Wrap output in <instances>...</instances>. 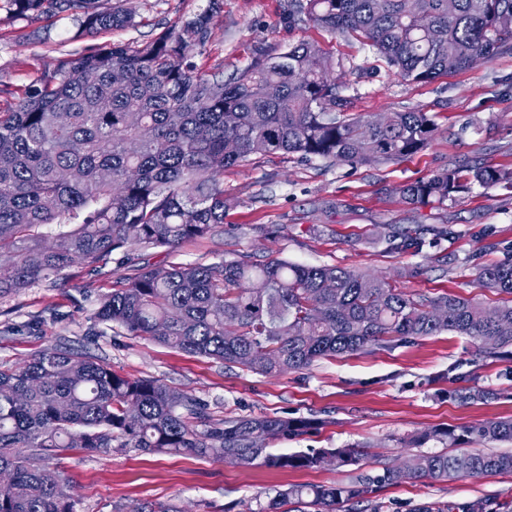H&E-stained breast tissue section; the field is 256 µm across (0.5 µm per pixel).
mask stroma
<instances>
[{
    "label": "stroma",
    "mask_w": 512,
    "mask_h": 512,
    "mask_svg": "<svg viewBox=\"0 0 512 512\" xmlns=\"http://www.w3.org/2000/svg\"><path fill=\"white\" fill-rule=\"evenodd\" d=\"M132 23L112 31L85 27L71 13L38 20L0 12V89L18 91L65 54L112 42L144 43L176 22L211 11L212 40L192 60L200 70L225 73L247 67L256 50L280 53L299 42L319 45L335 61L334 76L348 113L383 116L428 113L436 130L428 147L401 161L357 165L297 154L257 156L225 171L230 207L224 233L170 251L142 250L136 265L117 260L88 273L74 264L62 284L36 285L0 298V369L22 366L57 344L105 357L113 371L159 380L207 401L217 419L248 415L318 417L326 426L270 442L275 454L356 447L361 466L326 463L313 469L275 470L214 461L183 452L148 455L115 448L90 455L72 449L57 461L69 479L77 512H133L150 503L177 504L182 512H255L258 502L292 485L340 484L376 476L412 454L407 439L435 428L512 418V359L485 357L477 343L444 332L408 342L322 359L309 369L275 376L255 374L187 355L123 328L94 326L99 295L135 266L212 263L250 256H280L385 276L406 292L451 293L498 304L478 287L480 266L512 257V186L472 184L470 190L427 205L405 203L400 188L457 164L512 169V47L471 69L430 82L401 77L362 41L306 22L289 24L288 0H130ZM411 224L453 228L452 237L421 252L392 249L387 227ZM448 258L436 267L435 256ZM479 386L498 392L490 401L460 402L457 390ZM383 512H413L423 502L455 507L477 500L512 501V474L415 479L378 487L370 495Z\"/></svg>",
    "instance_id": "obj_1"
}]
</instances>
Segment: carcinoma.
<instances>
[{
    "label": "carcinoma",
    "instance_id": "carcinoma-1",
    "mask_svg": "<svg viewBox=\"0 0 512 512\" xmlns=\"http://www.w3.org/2000/svg\"><path fill=\"white\" fill-rule=\"evenodd\" d=\"M122 0H0V10L38 20L70 11L83 25L123 28ZM512 0H288V20L375 47L401 76L426 82L491 60L512 44ZM204 11L143 44L94 46L58 61L21 95L0 104V297L64 279L76 262L94 269L112 254L175 249L224 232V171L256 155L298 154L362 165L399 161L424 150L435 124L425 112L387 118L343 112L327 52L306 42L257 53L230 76L190 61L210 40ZM512 185L492 165L441 169L400 189L411 204L446 199L469 183ZM47 228L50 233L40 232ZM448 228H388L390 243L419 251ZM52 237L53 246L46 245ZM501 295L488 308L453 294H408L385 277L270 257L209 264L142 266L112 283L94 319L131 335L256 374L299 371L315 361L360 353L382 342L453 332L489 358L512 357V261L479 269ZM158 380L130 378L102 357L48 348L0 371V512H77L69 481L51 467L64 452L114 448L191 452L202 458L273 469H312L323 452L272 454L269 442L302 435L320 418L245 416L215 420L199 399H170ZM448 449L418 453L404 468L349 483L279 489L257 512H353L373 487L411 479L446 481L512 473V451L485 452L482 441L512 444V420L434 429L410 440ZM336 466H357L358 448H335ZM461 512H512L478 500Z\"/></svg>",
    "mask_w": 512,
    "mask_h": 512
}]
</instances>
